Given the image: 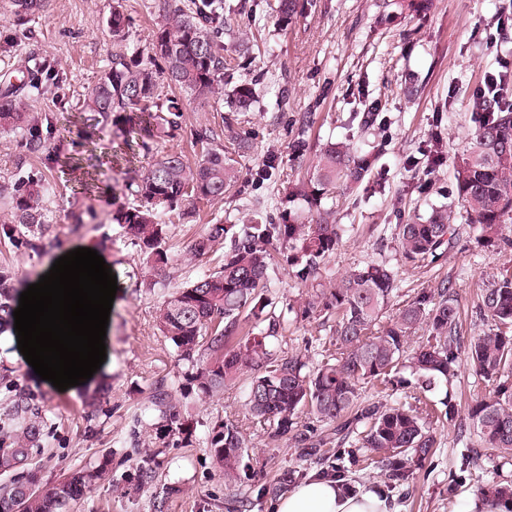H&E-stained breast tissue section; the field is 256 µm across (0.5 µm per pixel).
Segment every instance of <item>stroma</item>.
Returning a JSON list of instances; mask_svg holds the SVG:
<instances>
[{"label": "stroma", "instance_id": "1", "mask_svg": "<svg viewBox=\"0 0 512 512\" xmlns=\"http://www.w3.org/2000/svg\"><path fill=\"white\" fill-rule=\"evenodd\" d=\"M124 4L131 23L118 41L106 25L109 0H52L45 15L19 14L12 0H0V75L17 82L39 66L64 80L58 91L22 99L42 122L48 152L29 153L20 135L0 134V184L34 175L52 186L45 200L47 230L39 235L17 224L11 235L0 234V268L22 290L60 254L84 246L103 253L118 286L104 365L75 389L61 392L40 379L19 352L13 327H0V417L16 392L26 394L42 423L25 467L38 490L53 488L77 468L105 469L104 480L74 512H154L153 501L161 496L165 512H234L239 496L251 501L250 512H272L277 497L265 493V485L287 469L310 476L325 470L326 462L248 424L250 478L226 488L208 441L224 420L246 422L243 390L205 397L192 365L159 334L156 311L175 288L213 266L215 255L190 252L208 224L247 210L275 213L289 180L311 176L316 145L330 139L377 160L358 188L336 190V221L349 231L327 264L329 275L370 260H395L389 226L429 216L453 198L455 161L480 118L471 102L486 76L512 61V0H434L432 12L417 18L400 17L390 0H306L303 13L285 28L276 23L275 0H224L229 32L221 44L230 51L249 48L244 63L224 80L231 86L255 83L258 92L237 127L252 149L237 159L241 178L230 197L183 203L190 216L170 224V261L161 271L143 263L138 247L112 220L150 157L140 151L127 160L122 133L78 104L117 48L142 50L151 42L160 0ZM226 109L223 103L189 105L177 136L157 140L158 150L174 149L197 161L194 132L202 126L212 129L216 143L227 144ZM269 163L271 177L259 179ZM506 267L512 268V252L488 251L461 224L443 257L401 268L399 288L410 298L450 280L461 334L469 337L493 328V321L477 319L475 304L480 289ZM269 274L276 309L286 315L276 350L316 355L312 342L331 336L330 321L286 313L289 302L310 296L311 285L278 263ZM160 388L184 406L171 427L153 404ZM433 431L437 446L409 482H393L367 466L365 449L349 442L339 447L343 480L383 488L397 512H468L471 502L485 498L486 487L512 481V456L481 447L473 430L459 432L447 421L434 423ZM469 448L478 458L466 464L461 455ZM145 467L155 475L149 486L139 480Z\"/></svg>", "mask_w": 512, "mask_h": 512}]
</instances>
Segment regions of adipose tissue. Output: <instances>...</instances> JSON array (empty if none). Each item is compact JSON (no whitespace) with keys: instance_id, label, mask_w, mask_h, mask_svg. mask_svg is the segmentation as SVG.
<instances>
[{"instance_id":"obj_1","label":"adipose tissue","mask_w":512,"mask_h":512,"mask_svg":"<svg viewBox=\"0 0 512 512\" xmlns=\"http://www.w3.org/2000/svg\"><path fill=\"white\" fill-rule=\"evenodd\" d=\"M275 512H391L386 494L378 489H345L341 482L312 475L283 495Z\"/></svg>"}]
</instances>
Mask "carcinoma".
Masks as SVG:
<instances>
[{
	"label": "carcinoma",
	"instance_id": "cac0c4a2",
	"mask_svg": "<svg viewBox=\"0 0 512 512\" xmlns=\"http://www.w3.org/2000/svg\"><path fill=\"white\" fill-rule=\"evenodd\" d=\"M49 0H13L18 13H40ZM151 51H117L97 80L86 88L84 112H96L103 120L116 119L137 135L148 152L153 141L172 137L182 128L190 101L227 100L224 129L229 145L215 144L211 129L196 130V142L204 145L200 160L191 165L182 154L168 150L156 156L131 189L132 200L118 209L113 220L130 235L153 269L169 263L165 249L167 213L192 199L222 200L240 180L235 156L251 149L249 139L235 133L240 116L253 109L257 93L241 83L224 91V71L233 68L234 57H224L208 26L220 18L224 0H162ZM398 15L420 16L434 8L433 0H394ZM300 0H277V22L288 25L303 12ZM114 37H123L130 24L122 4L116 3L106 20ZM21 85L4 80L0 85V129L19 132L31 152L48 149L37 116L17 99ZM475 112L489 117L471 132L469 146L455 166L454 203L432 210L426 220L414 217L391 228V239L403 265L435 261L455 234V221L470 225L483 247L495 253L512 249L506 233L512 224V101L478 97ZM375 155H356L349 145L329 141L316 150L315 173L307 180H290L278 206V222L254 214L247 224L219 220L191 246L202 257L224 244V259L209 273L172 292L160 306L158 330L177 348L182 359L195 364L194 375L203 394L211 396L236 387L243 376L245 406L251 419L271 430L272 436H291L296 448H324L345 440L357 426L360 447L385 468L388 477L407 481L436 446L427 418L411 404L360 401L359 384L391 383L390 374L406 370L415 380L419 396L449 383L459 349L463 348L473 370L492 393L476 398L467 407L464 423L482 444L512 455V394L501 379L512 373V273L501 275L483 289L477 313L495 328L469 337L461 346L460 307L443 280L417 292L390 313L397 298L398 270L387 261H367L339 277L324 281L326 264L348 232L336 223V186L361 182L372 170ZM49 186L42 180H17L0 185V199L8 200L7 221L24 224L31 232H43L44 202ZM280 259L296 279L315 286L302 307L288 306L301 316H335V325L323 359L312 363L300 355L279 354L271 344L278 338L283 317L273 310L269 268ZM12 278L0 271V314L13 316ZM426 336L415 347L417 330ZM205 360L195 358L200 348ZM155 406L174 422L179 402L159 393ZM309 409L316 421L332 426L329 433L312 439L294 432V419ZM10 419L20 429L0 427V471L24 464L38 444L42 425L28 416L23 396L15 399ZM209 448L224 471V483L237 485L247 454V434L229 420L212 432ZM100 467L71 471L55 488L38 492L17 480L0 492V512H71L72 507L102 479Z\"/></svg>",
	"mask_w": 512,
	"mask_h": 512
}]
</instances>
